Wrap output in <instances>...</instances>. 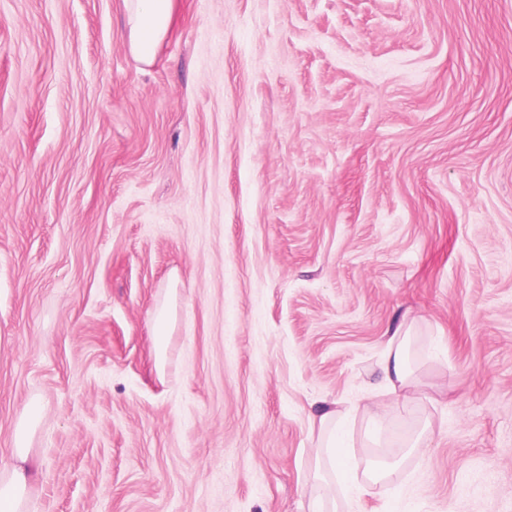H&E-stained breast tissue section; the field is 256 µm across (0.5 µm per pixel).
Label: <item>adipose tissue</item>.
<instances>
[{"instance_id":"adipose-tissue-1","label":"adipose tissue","mask_w":512,"mask_h":512,"mask_svg":"<svg viewBox=\"0 0 512 512\" xmlns=\"http://www.w3.org/2000/svg\"><path fill=\"white\" fill-rule=\"evenodd\" d=\"M124 4L128 12L130 50L140 61L151 63L169 32L175 0H124ZM415 327V320H401L376 362L378 386L393 394L394 399L390 405L380 406L373 415L374 421H385L390 410L406 408L407 402L400 399V392L420 384L411 367L417 344ZM343 420V414L336 409L324 408L319 413V440L328 452L331 466L344 479L353 474L354 462L353 449L345 445L340 431ZM28 434L27 426H20L13 452L15 462L0 466V512H26L30 489Z\"/></svg>"}]
</instances>
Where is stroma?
Listing matches in <instances>:
<instances>
[{
    "instance_id": "35a3bbf8",
    "label": "stroma",
    "mask_w": 512,
    "mask_h": 512,
    "mask_svg": "<svg viewBox=\"0 0 512 512\" xmlns=\"http://www.w3.org/2000/svg\"><path fill=\"white\" fill-rule=\"evenodd\" d=\"M406 315L445 394L323 499ZM30 409L35 512H512V0H176L149 65L123 0H0L1 461ZM344 417L345 415L338 409L329 410L327 407H323L319 413V440L323 445L321 448H327L329 462L337 470L342 482L354 473L352 448H356L352 441L343 445V432L340 433V426ZM336 448L345 449L336 453Z\"/></svg>"
}]
</instances>
